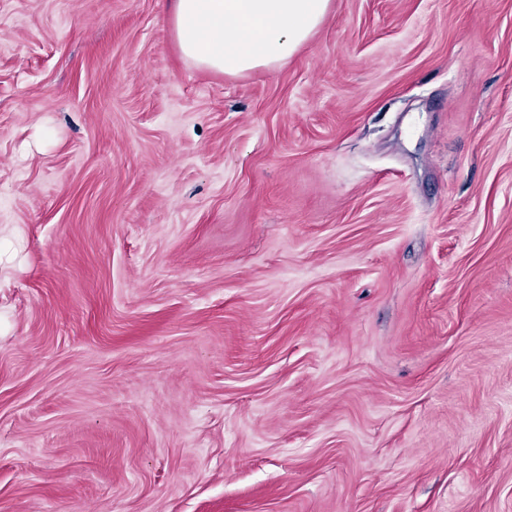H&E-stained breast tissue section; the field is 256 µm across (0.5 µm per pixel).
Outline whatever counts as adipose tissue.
<instances>
[{
    "instance_id": "1",
    "label": "adipose tissue",
    "mask_w": 512,
    "mask_h": 512,
    "mask_svg": "<svg viewBox=\"0 0 512 512\" xmlns=\"http://www.w3.org/2000/svg\"><path fill=\"white\" fill-rule=\"evenodd\" d=\"M331 0H170L184 59L226 75L271 71L325 22Z\"/></svg>"
}]
</instances>
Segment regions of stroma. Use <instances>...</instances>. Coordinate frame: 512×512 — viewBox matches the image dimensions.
<instances>
[{
	"label": "stroma",
	"instance_id": "35a3bbf8",
	"mask_svg": "<svg viewBox=\"0 0 512 512\" xmlns=\"http://www.w3.org/2000/svg\"><path fill=\"white\" fill-rule=\"evenodd\" d=\"M167 5L0 0V512H512V0ZM332 0H171L184 59L226 75L272 71L325 22Z\"/></svg>",
	"mask_w": 512,
	"mask_h": 512
}]
</instances>
